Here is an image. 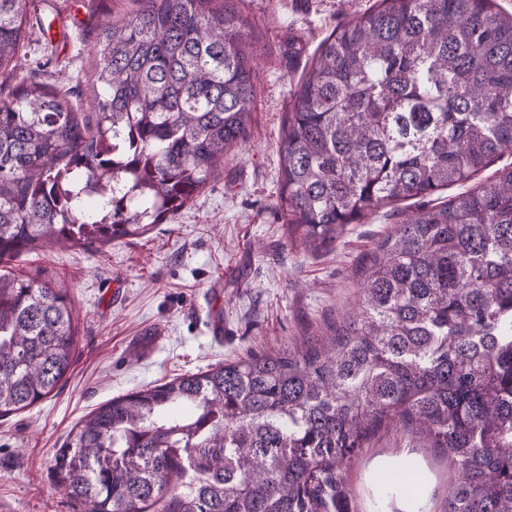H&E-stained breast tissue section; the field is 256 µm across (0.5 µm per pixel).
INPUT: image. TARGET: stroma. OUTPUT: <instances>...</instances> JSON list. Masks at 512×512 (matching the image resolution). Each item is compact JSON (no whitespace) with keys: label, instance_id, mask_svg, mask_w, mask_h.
<instances>
[{"label":"stroma","instance_id":"35a3bbf8","mask_svg":"<svg viewBox=\"0 0 512 512\" xmlns=\"http://www.w3.org/2000/svg\"><path fill=\"white\" fill-rule=\"evenodd\" d=\"M375 0H246L257 97L246 142L188 208L148 233L93 251L44 243L10 264L68 289L77 342L51 398L0 417V512H76L50 467L70 430L114 397L216 364L328 336L358 310L359 266L419 202H397L336 243L306 254L274 207L286 112L319 44ZM133 0H32L18 53L24 71L89 107L88 76L103 27ZM224 326L213 335L211 320ZM412 456L426 477L427 512H443L448 458L399 429L363 449L344 474L339 512H407L406 492L384 495L377 476Z\"/></svg>","mask_w":512,"mask_h":512}]
</instances>
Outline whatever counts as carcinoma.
<instances>
[{"label":"carcinoma","instance_id":"carcinoma-1","mask_svg":"<svg viewBox=\"0 0 512 512\" xmlns=\"http://www.w3.org/2000/svg\"><path fill=\"white\" fill-rule=\"evenodd\" d=\"M136 2L99 34L82 112L19 69L30 0H0V263L145 234L246 140L256 73L236 0ZM280 152L277 211L306 253L469 181L512 154V14L381 0L321 45ZM363 274L332 335L92 411L56 450L58 487L85 512H332L353 457L399 424L448 456L446 512H512V166L404 219ZM75 336L64 286L0 274V416L51 397ZM416 478L406 462L380 484Z\"/></svg>","mask_w":512,"mask_h":512}]
</instances>
